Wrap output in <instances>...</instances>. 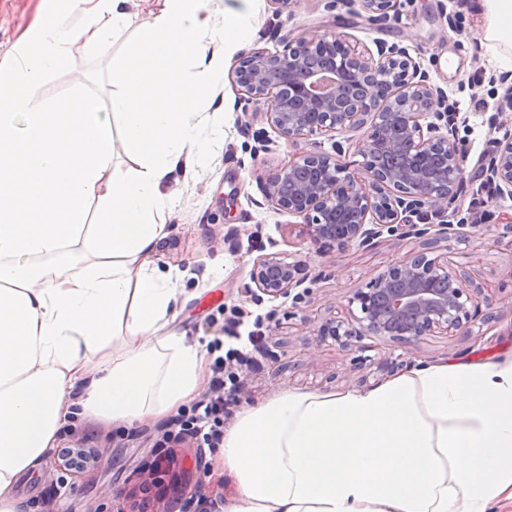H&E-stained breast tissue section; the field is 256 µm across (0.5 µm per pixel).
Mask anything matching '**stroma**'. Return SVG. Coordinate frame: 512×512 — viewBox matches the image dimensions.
<instances>
[{"label":"stroma","mask_w":512,"mask_h":512,"mask_svg":"<svg viewBox=\"0 0 512 512\" xmlns=\"http://www.w3.org/2000/svg\"><path fill=\"white\" fill-rule=\"evenodd\" d=\"M228 7L249 8L255 32L248 49L279 50V38L311 31L346 35L351 43L370 51L379 43L408 47L412 57L427 69L432 82L445 90L465 127L460 130L467 147L465 203L462 216L475 224H499L512 217V198L499 196L484 185L481 165L495 148L491 116L500 115L512 127V109L501 103L512 95L505 67L491 55L484 40L488 19L477 0H402L397 13L375 21L359 0H295L288 10L276 11L272 0H225ZM44 0H0V58L13 49L18 37L44 12ZM148 0H130L127 30L114 43L98 51L75 49L71 64L46 76L35 90L38 100L57 103L77 88L108 97V70L120 59L129 41L139 38L149 20ZM239 50L227 52L224 80L209 107L213 131L210 152L195 165L188 178L173 183L176 206L169 222L171 232L160 247L161 269L186 273L181 286L187 304L171 323L172 332L200 344L208 359H215L216 343L223 339V321L241 318V333L257 329L266 345L257 369L242 375V388L225 418L232 426L235 414L285 392L322 393L358 390L385 383L377 365L389 353L406 361L451 360L477 356L497 361L512 356V303L498 300L490 323L479 333L431 337L415 344L391 347L375 336L351 347L318 336L319 322L348 312L355 288L396 259L413 252V239L383 237L369 248L327 247L301 235L293 218L259 207L263 185L288 156L307 150V143L291 146L258 115H251L253 131H264L269 151H256L251 133L242 131L240 91L233 78ZM454 261L470 266L480 278L512 291V248L478 247L470 239L454 245ZM274 254L302 261L308 277L300 286L301 300L270 299L250 280L255 258ZM169 421L160 416L146 425L112 428L75 420L65 425L54 448L48 449L33 474L23 476L17 494L24 512H87L88 508H113L132 489L133 475L157 453V442ZM86 444L102 456V465L79 474H49L60 448ZM171 468L152 512H199L198 499L212 500L216 512L235 495V482L224 469L221 449L197 447L185 441L170 448Z\"/></svg>","instance_id":"1"}]
</instances>
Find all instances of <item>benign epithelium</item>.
Segmentation results:
<instances>
[{"label": "benign epithelium", "instance_id": "benign-epithelium-1", "mask_svg": "<svg viewBox=\"0 0 512 512\" xmlns=\"http://www.w3.org/2000/svg\"><path fill=\"white\" fill-rule=\"evenodd\" d=\"M400 0H362L365 11L384 20ZM244 110L254 107L287 142L336 132L360 131V169L333 152L310 151L289 158L263 187L264 204L301 219L302 234L315 243L369 247L383 234L419 240V249L388 264L349 297L360 314L324 319L317 335L345 347L365 336L396 344L430 336L470 332L487 321L497 296L488 284L452 260V242L461 237H495L492 225L454 223L462 212L460 187L466 151L458 138L457 114L446 112V94L397 44L377 54L345 36L313 31L270 53L241 55L233 69ZM503 132L485 167L486 180L512 196V130L491 118ZM440 223H428L429 216ZM469 227L472 234L462 232ZM306 277L299 261L274 254L253 261L251 282L263 295H291ZM170 467L158 455L136 473L130 507L117 512H147L149 493Z\"/></svg>", "mask_w": 512, "mask_h": 512}]
</instances>
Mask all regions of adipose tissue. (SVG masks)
<instances>
[{
	"instance_id": "adipose-tissue-1",
	"label": "adipose tissue",
	"mask_w": 512,
	"mask_h": 512,
	"mask_svg": "<svg viewBox=\"0 0 512 512\" xmlns=\"http://www.w3.org/2000/svg\"><path fill=\"white\" fill-rule=\"evenodd\" d=\"M127 3L57 0L0 59V512H22L18 478L72 418L141 424L204 388L200 346L169 331L184 273L157 264L166 188L208 154L201 103L223 79L220 47L254 27L222 0H153L143 40L112 67L110 103L39 102L72 46L120 35ZM481 5L487 47L511 51L512 0ZM223 458L236 481L224 512H496L512 502V359L280 393L239 414Z\"/></svg>"
}]
</instances>
